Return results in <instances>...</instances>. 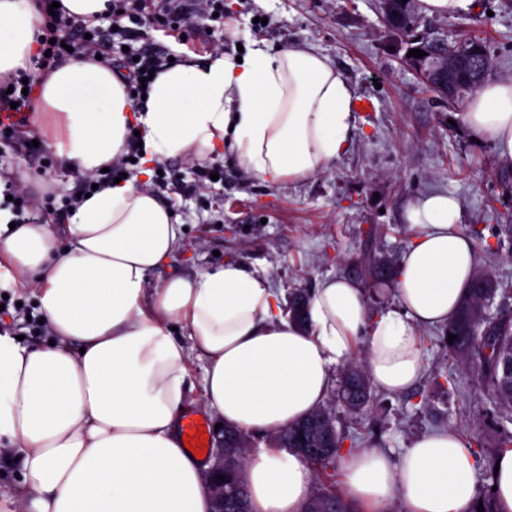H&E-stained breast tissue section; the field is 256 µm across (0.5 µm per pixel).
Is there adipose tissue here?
I'll list each match as a JSON object with an SVG mask.
<instances>
[{"mask_svg": "<svg viewBox=\"0 0 512 512\" xmlns=\"http://www.w3.org/2000/svg\"><path fill=\"white\" fill-rule=\"evenodd\" d=\"M41 21L33 0H0V76H35L32 111L62 120L58 147L73 172L111 164L134 127L149 160L225 153L269 184L326 170L352 145L355 91L304 46L177 62L136 102L109 66L38 68ZM461 118L512 168V81L483 84ZM150 174L143 167L78 197L60 234L0 210V271L31 287L51 338L26 344L0 329V461L25 477L21 495L4 497L11 512H210L207 467L180 436L191 360L203 364L206 412L247 433L280 430L322 403L356 336L367 340L376 386L414 385L420 329L445 325L476 274L458 201L430 192L407 208L418 231L397 268L398 309L371 314L362 288L328 277L300 324L284 314L265 269L234 260L151 288L149 274L182 245L183 226L141 186ZM342 469L352 504L397 497L404 512H469L476 500L477 460L450 430L398 458L351 449ZM242 477L252 512H301L312 483L306 461L277 445L249 456Z\"/></svg>", "mask_w": 512, "mask_h": 512, "instance_id": "adipose-tissue-1", "label": "adipose tissue"}]
</instances>
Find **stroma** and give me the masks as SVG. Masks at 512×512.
<instances>
[{
	"mask_svg": "<svg viewBox=\"0 0 512 512\" xmlns=\"http://www.w3.org/2000/svg\"><path fill=\"white\" fill-rule=\"evenodd\" d=\"M221 19L201 9L192 13L189 41L175 32L139 27L142 42L183 61L218 50L261 42L277 50L303 45L328 57L354 87L369 111H357L351 149L322 172L277 184L261 181L233 161L214 155L198 161H164L165 179L149 187L186 228L173 259L150 274L157 286L175 271L190 272L235 259L265 268L285 299L311 294L327 276L356 279L364 252L399 261L416 229L405 220L407 203L418 194L445 191L458 200L460 228L472 239L478 269L498 282L493 308L512 307V171L502 169L492 144L477 143L454 120L457 109L427 91L404 61L407 39L388 29L379 0H220ZM415 34L456 45L480 39L492 61L493 80H512V0H479L471 14L448 17L416 11ZM27 130L53 166L28 163L0 144V207L15 210L9 183L19 184L32 202L23 216L63 231L80 191L81 176L70 174L57 148L55 120L44 116ZM215 181L199 182L198 165ZM30 290L0 286V327L25 342L46 341ZM440 329L421 335L425 369L412 388L379 392L372 412L352 414L327 393L344 449L384 448L401 454L422 434L450 429L472 448L479 474L497 451L498 424L505 416L471 373L448 358Z\"/></svg>",
	"mask_w": 512,
	"mask_h": 512,
	"instance_id": "stroma-1",
	"label": "stroma"
}]
</instances>
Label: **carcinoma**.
Instances as JSON below:
<instances>
[{
  "instance_id": "obj_1",
  "label": "carcinoma",
  "mask_w": 512,
  "mask_h": 512,
  "mask_svg": "<svg viewBox=\"0 0 512 512\" xmlns=\"http://www.w3.org/2000/svg\"><path fill=\"white\" fill-rule=\"evenodd\" d=\"M367 281L385 282L392 278L394 266L381 258H367L359 268ZM497 289L482 295L479 288L469 289V296L460 299L456 313L448 321L441 343L448 357L471 371L479 386L487 389L496 406L512 411V311H490ZM456 339L448 341L449 334ZM337 402L346 411L359 413L371 409L376 396L371 379L365 370L352 363L341 377ZM332 412L318 408L291 427L271 434V441L285 448H296L306 462L313 466L334 457L341 441L333 430ZM246 434L240 430L229 431L224 437V447L231 449V460L224 467V508L236 512V503L248 508V490L239 472L245 454ZM304 512H357L336 491L326 486L306 504Z\"/></svg>"
}]
</instances>
